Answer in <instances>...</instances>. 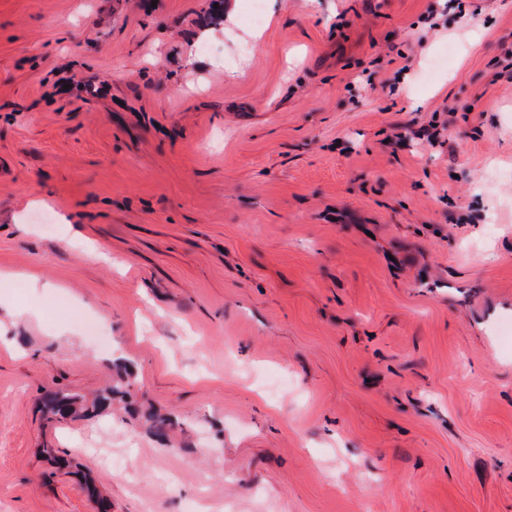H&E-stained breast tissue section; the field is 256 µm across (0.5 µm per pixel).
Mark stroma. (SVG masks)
<instances>
[{"label":"stroma","mask_w":512,"mask_h":512,"mask_svg":"<svg viewBox=\"0 0 512 512\" xmlns=\"http://www.w3.org/2000/svg\"><path fill=\"white\" fill-rule=\"evenodd\" d=\"M264 5L0 0V512H512V0ZM80 409L82 405L79 399L66 393L50 394L42 404L43 415L49 421L71 417Z\"/></svg>","instance_id":"35a3bbf8"}]
</instances>
